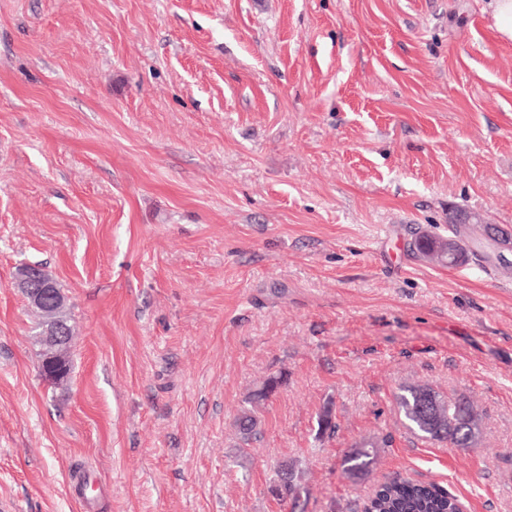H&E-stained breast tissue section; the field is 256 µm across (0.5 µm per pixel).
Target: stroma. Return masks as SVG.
Instances as JSON below:
<instances>
[{
  "label": "stroma",
  "mask_w": 512,
  "mask_h": 512,
  "mask_svg": "<svg viewBox=\"0 0 512 512\" xmlns=\"http://www.w3.org/2000/svg\"><path fill=\"white\" fill-rule=\"evenodd\" d=\"M486 7L0 0V512H291L269 492L291 459L304 512L396 475L512 512V271L410 248L456 210L512 231V42ZM22 263L68 298L59 385ZM416 382L481 405L477 446L403 426ZM363 435L385 446L354 483ZM285 384L286 381L282 376H271L249 394L247 403L250 408H244L235 420L237 435L242 445H249L259 432L260 421L256 415L257 408Z\"/></svg>",
  "instance_id": "stroma-1"
}]
</instances>
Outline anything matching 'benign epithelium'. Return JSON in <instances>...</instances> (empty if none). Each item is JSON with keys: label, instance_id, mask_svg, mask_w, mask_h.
I'll return each instance as SVG.
<instances>
[{"label": "benign epithelium", "instance_id": "7a95c632", "mask_svg": "<svg viewBox=\"0 0 512 512\" xmlns=\"http://www.w3.org/2000/svg\"><path fill=\"white\" fill-rule=\"evenodd\" d=\"M449 223L455 225L453 235L441 242L438 257L447 258L450 265L463 262L467 257L466 245L481 244L490 254L505 260L504 252H512V232L504 231L475 213H457ZM14 286L30 307L47 310L58 303L61 290L54 278L42 266L24 264L14 273ZM73 333L67 330H47L40 339L45 345L41 375L52 384L67 378L61 369L62 352L71 343Z\"/></svg>", "mask_w": 512, "mask_h": 512}]
</instances>
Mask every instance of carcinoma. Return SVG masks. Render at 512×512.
I'll return each instance as SVG.
<instances>
[{
	"label": "carcinoma",
	"instance_id": "1",
	"mask_svg": "<svg viewBox=\"0 0 512 512\" xmlns=\"http://www.w3.org/2000/svg\"><path fill=\"white\" fill-rule=\"evenodd\" d=\"M40 317L41 331L62 329L68 322L62 306ZM285 384L283 377L271 376L249 394V407L235 420L242 444H250L259 432L257 408ZM427 389V384H409L396 395L406 428L426 441L446 442L454 448L476 446L482 432L483 415L475 402L466 395L447 398L437 392L429 401ZM378 448L380 443L370 438L355 442L342 462L345 477L355 483L368 475L376 463ZM270 493L289 498L294 508L299 505L301 494L308 490L302 484V471L295 463L280 465L278 480L270 487ZM361 512H460V505L455 496L435 482L396 476L380 483L371 495L362 499Z\"/></svg>",
	"mask_w": 512,
	"mask_h": 512
}]
</instances>
